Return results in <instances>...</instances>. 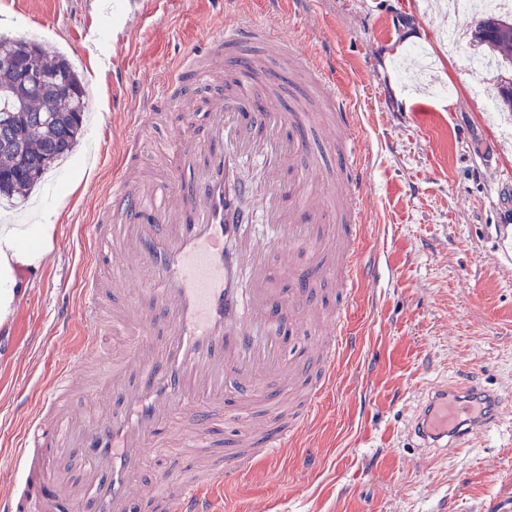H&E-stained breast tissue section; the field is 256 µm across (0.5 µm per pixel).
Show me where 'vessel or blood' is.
Returning <instances> with one entry per match:
<instances>
[{
  "label": "vessel or blood",
  "instance_id": "b4317fda",
  "mask_svg": "<svg viewBox=\"0 0 512 512\" xmlns=\"http://www.w3.org/2000/svg\"><path fill=\"white\" fill-rule=\"evenodd\" d=\"M272 58L285 69L302 68L313 95L298 92L288 107L259 97ZM198 84L215 87L200 108L201 124L186 95ZM162 93L183 109L179 167L147 173L136 165L150 118L137 113L122 132L124 158L88 227L94 248L111 245L122 284L145 292L152 309L144 311L131 296L113 303V321L130 323L139 338L121 365L112 364L98 334L84 337L78 362L94 365L109 382V406L65 414L62 395L72 379L58 374L41 413L27 421L15 457L21 476L0 495V512H50L41 489L52 481L68 489V512H129L145 448L174 439L175 420L206 442L214 408L231 394L244 422L236 445L203 476L155 499L160 512H222L220 489L235 487L256 460L298 446L352 343L356 284L374 271L361 250L366 157L352 103L329 82L324 65L266 26L241 19L177 62ZM246 161L265 175L253 209L243 202ZM301 242L311 249L304 265L295 261ZM273 260L291 278L288 292L270 275ZM97 265L90 260L82 272L80 314L91 325L101 320ZM325 280L341 298L331 311L317 300ZM155 309L167 317L159 344L152 339ZM306 325L314 338L307 392L284 416L266 406V389H293L283 343ZM431 393L439 407L414 414L412 437L429 450L464 447L475 435L463 426L467 389L442 385Z\"/></svg>",
  "mask_w": 512,
  "mask_h": 512
}]
</instances>
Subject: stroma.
I'll list each match as a JSON object with an SVG mask.
<instances>
[{"label":"stroma","instance_id":"1","mask_svg":"<svg viewBox=\"0 0 512 512\" xmlns=\"http://www.w3.org/2000/svg\"><path fill=\"white\" fill-rule=\"evenodd\" d=\"M126 2L111 0L103 11L94 0H0V30L43 35L76 58L67 32L89 25L111 59L103 69L78 64L84 81L98 84L79 142L95 152V165L62 169L22 206H0L57 226L48 266L0 333V459L13 457L53 374L72 375L66 407L75 414L96 379L93 367L75 363L85 322L74 312L61 325L53 307L80 298L87 227L122 160V130L144 94L157 96L173 61L245 8L321 59L358 112L372 197L361 247L380 260L357 284L353 344L318 418L278 465L258 462L229 491L228 512H512V413L459 451L428 453L405 434L432 383L512 394V239L502 237L512 227V198L497 191L512 183V115L487 114L470 98L466 59L474 48L445 50L444 0H312L307 22L287 0H148L138 19ZM48 17L58 26H44ZM416 45L427 49L437 77L455 85L453 97L429 95L410 53ZM156 109L163 118L154 140L172 168L179 109L158 96ZM237 435L236 424L220 418L207 448H149L138 478L144 493L164 473L200 477L203 462Z\"/></svg>","mask_w":512,"mask_h":512}]
</instances>
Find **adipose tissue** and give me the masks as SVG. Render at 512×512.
<instances>
[{
  "label": "adipose tissue",
  "instance_id": "1",
  "mask_svg": "<svg viewBox=\"0 0 512 512\" xmlns=\"http://www.w3.org/2000/svg\"><path fill=\"white\" fill-rule=\"evenodd\" d=\"M54 231L51 224L0 225V326L25 295L19 272L42 271L54 247Z\"/></svg>",
  "mask_w": 512,
  "mask_h": 512
}]
</instances>
